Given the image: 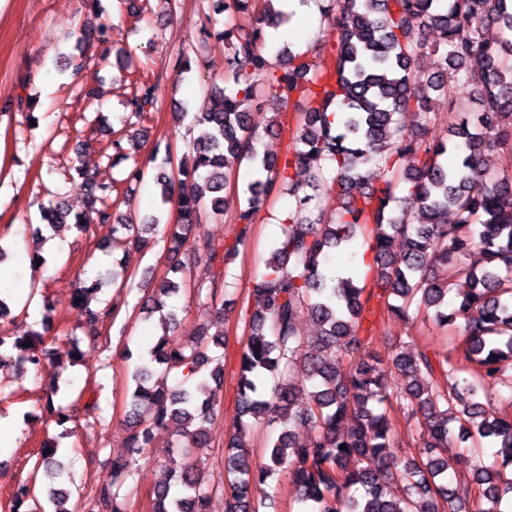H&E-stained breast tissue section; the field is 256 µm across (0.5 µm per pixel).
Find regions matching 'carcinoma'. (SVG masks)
I'll return each instance as SVG.
<instances>
[{"label": "carcinoma", "instance_id": "carcinoma-1", "mask_svg": "<svg viewBox=\"0 0 512 512\" xmlns=\"http://www.w3.org/2000/svg\"><path fill=\"white\" fill-rule=\"evenodd\" d=\"M335 51L333 68L317 72L308 52L289 48L272 57L265 51V28L278 27L290 14L262 0L245 25L219 32L224 38L225 70L236 84L234 91L216 87L192 121L209 128L208 138L192 144L177 168L181 183L191 189L172 195L174 175L159 167L153 180L160 187L159 204H175L177 221L163 224L156 214L141 222L115 218L112 193L116 184L86 179V204L72 211L66 200L54 196L40 204L41 219L49 227L73 224L81 232L107 229L100 246L108 248L117 235L140 250L160 242L178 251L190 245L215 267L224 268L240 252L248 229L265 200L286 192L292 198L282 237L272 245L266 273L252 292L262 307L251 312L249 334L238 363L239 419L225 440L224 491L226 512H260L265 500L252 489L288 474L299 493L298 502L310 512H500L502 496L512 493V417L491 408V392L512 382V175L490 178L482 168L484 152L512 139V42L495 40L493 26L512 31V0H321ZM98 24L82 29L79 41L96 42L109 49L112 28L102 20L101 0H86ZM249 0H217L215 11L244 12ZM435 35L429 42L426 34ZM434 56L431 80L411 83L410 72L424 53ZM199 48L178 50L173 71L176 80L192 71ZM475 62L482 74L472 118H459L446 142L424 137L420 124L411 133L397 116L414 108L430 119L435 95L451 97L445 83L450 69L461 71ZM272 98V127L277 135L289 131L284 153L259 155L253 146L248 107L258 97ZM304 104L295 123L283 122L282 109L292 102ZM121 105L141 120L158 110L152 87L141 82ZM341 112L339 123L331 115ZM123 127L114 132L108 148L123 160H132L129 175L140 181L145 170L137 158V144L145 129ZM459 160L448 165L446 154ZM417 166L403 168L405 156ZM377 161L379 183L361 192L352 188L363 178L356 160ZM248 161L253 179L244 194L246 206L236 215L241 228L232 241L217 245L190 240L193 225L208 212L224 215V186L229 171ZM334 164L328 171L316 161ZM325 187L335 203L330 220L312 204L307 189ZM418 202L415 216L397 211L396 190ZM456 221L447 222L448 212ZM363 239L371 253L366 276L328 269L323 259L331 252L353 250ZM482 254L476 269L463 259L474 248ZM184 263L171 264L165 275L147 289L153 302L149 313H160L162 333L148 349V357L127 377L128 418L134 431L125 456L112 460V469L95 495L84 504L86 512H125L119 489L138 472V461L151 447L153 432L172 424L187 448H206L211 429L224 416V408L209 389L224 380L226 339L210 332L211 312L224 305V278L217 272L207 284L196 286L201 313L192 329V344L177 335L180 321L164 311V298L183 286ZM373 288H367V280ZM455 300L448 303L453 281ZM112 285L118 291L102 309L91 307L102 281L78 280L73 306L86 337L94 341L99 326L129 306L134 288L125 269L112 267ZM393 299L387 310L409 317L410 306L434 311V320L448 326L464 320L463 340L441 359L424 349L399 352L392 358L404 384L393 389L382 378L377 354L362 336L366 310L374 289ZM317 322L320 331L305 343L298 319L301 311ZM0 337V348L8 344ZM14 362L37 373L52 372L53 349L38 331L10 342ZM364 350L355 363L343 356ZM162 373L177 371L179 385L170 388L153 380L151 364ZM454 378L448 383V378ZM310 386L307 401L297 404V390ZM485 401H480V398ZM278 415L266 417L270 406ZM417 418L418 438L425 455L407 454L398 439L392 414ZM458 423L457 438L474 437L496 444L502 461L479 464L467 473L448 476L445 449L450 424ZM279 429L267 442L266 462L256 465L245 437L256 427ZM309 428L305 443L295 441L294 429ZM346 448H341V445ZM58 446L45 443L37 466L53 479L64 478L55 459ZM154 489L153 512H207L205 476L196 463L184 462ZM407 483L405 495L396 497L393 484ZM70 491L50 488L42 498L36 479L19 482L12 507L28 512H76L67 507Z\"/></svg>", "mask_w": 512, "mask_h": 512}]
</instances>
